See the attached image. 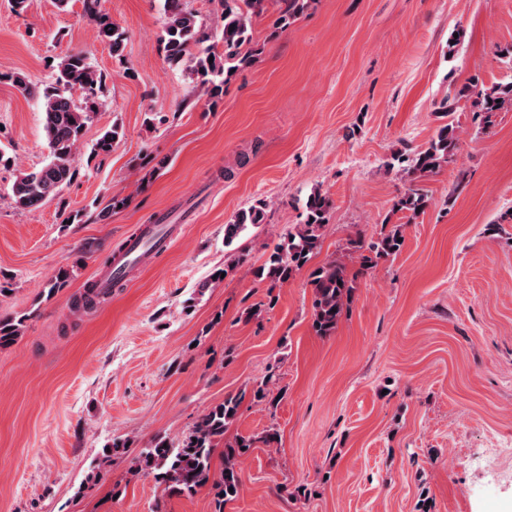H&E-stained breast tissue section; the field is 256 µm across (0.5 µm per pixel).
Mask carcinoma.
Returning a JSON list of instances; mask_svg holds the SVG:
<instances>
[{
	"mask_svg": "<svg viewBox=\"0 0 512 512\" xmlns=\"http://www.w3.org/2000/svg\"><path fill=\"white\" fill-rule=\"evenodd\" d=\"M223 28L214 32L188 6V0H164L166 22L163 35L166 62L171 67L189 70L196 86L214 96L218 95L240 69L253 61L252 19L267 12L268 0H221ZM310 0H288V6L277 18L281 30L288 29L298 15L308 8ZM83 15L94 24L98 37L108 44L112 55L119 57L124 48V33L120 32L104 11L102 0H83ZM224 51L216 52L217 44ZM23 94L37 95L28 77L21 73L6 75ZM101 75L82 51L68 52L59 58L54 82L42 90L41 108L44 113V132L51 161L31 171H22L11 187L16 207L29 209L54 197L59 189L71 182L76 174L78 150L84 131L97 112L96 88ZM473 99L478 117L488 126L493 116L512 106V83L479 87L475 84L460 88L452 97H444L438 110L449 117L456 112L459 101ZM122 136V128L114 123L96 141L94 151L108 154ZM459 140L456 126L446 123L438 128L427 146L410 151L399 150L385 161L386 170L395 168L415 178L438 172L448 163ZM430 197L417 189H409L393 204V211L408 214L413 219L425 211ZM332 205L319 190L308 195L303 221L288 230L270 253L265 263L253 271L256 278L273 284L285 283L292 274L312 259L320 247L322 230L329 223ZM264 220V208L251 206L238 212L232 223L224 225V244L233 245L249 224ZM399 229L366 239L356 237L346 242L349 254L358 255L363 266H372L382 258L398 255L404 242ZM71 274L61 269L50 279L46 295L51 298L69 285ZM356 275L340 259H330L311 272L313 289L312 328L319 336H330L343 314L344 307L355 289ZM31 314L0 316V348L15 343ZM244 394L228 395L213 406L194 424L192 430L177 443L157 438L140 449L134 462V472L152 476L164 490L179 496L191 497L209 484L213 491L214 512H224V504L238 497L241 480L237 461L255 444L270 445L277 433L269 430L261 437L238 435L223 443L229 426L238 418ZM224 444V467L213 469V456L219 444Z\"/></svg>",
	"mask_w": 512,
	"mask_h": 512,
	"instance_id": "1",
	"label": "carcinoma"
}]
</instances>
